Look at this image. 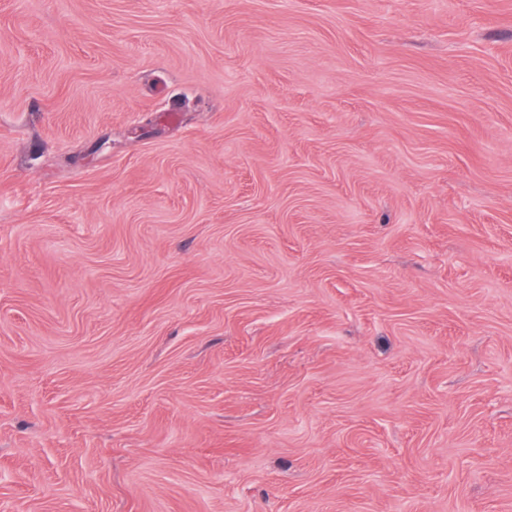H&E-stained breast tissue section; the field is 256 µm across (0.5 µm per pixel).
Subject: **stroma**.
Listing matches in <instances>:
<instances>
[{
    "mask_svg": "<svg viewBox=\"0 0 512 512\" xmlns=\"http://www.w3.org/2000/svg\"><path fill=\"white\" fill-rule=\"evenodd\" d=\"M0 512H512V0H0Z\"/></svg>",
    "mask_w": 512,
    "mask_h": 512,
    "instance_id": "stroma-1",
    "label": "stroma"
}]
</instances>
